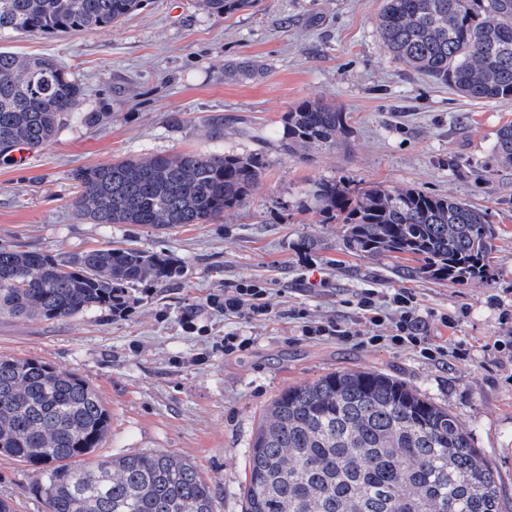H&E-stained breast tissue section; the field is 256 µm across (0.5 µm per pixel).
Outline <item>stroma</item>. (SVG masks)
<instances>
[{"instance_id":"obj_1","label":"stroma","mask_w":512,"mask_h":512,"mask_svg":"<svg viewBox=\"0 0 512 512\" xmlns=\"http://www.w3.org/2000/svg\"><path fill=\"white\" fill-rule=\"evenodd\" d=\"M383 0H260L217 17L194 0H145L107 30L43 38L11 35L0 49L45 56L85 88L51 145L0 164V246L61 258L109 243L165 250L185 274L157 294L133 293L129 316L92 310L58 322L0 314V356L34 358L76 374L111 416L98 453L163 451L191 462L213 487L218 512H244L248 460L263 411L282 390L341 370L393 376L448 408L497 469L503 512H512V165L492 152L512 123V102L458 96L386 52L377 29ZM249 61L254 77L227 72ZM322 100L348 112L347 149L279 146L286 112ZM105 111L106 125L85 122ZM224 120L211 139L210 118ZM183 151L258 155L263 176L246 204L215 224H186L159 236L134 224H89L69 206L73 171L125 155ZM358 190L416 186L484 210L498 238L493 275L464 284L403 272L395 259L344 247L346 226L297 209L316 180ZM315 248L303 249L305 239ZM263 281L273 313L225 318L210 295L225 282ZM381 298L411 292L429 342L459 357L426 359L410 350L301 336L294 312L316 323L355 324L364 289ZM197 310L194 329L179 312ZM456 316L454 326L438 317ZM252 337L228 356L225 334ZM0 497L17 512H44L28 466L0 454Z\"/></svg>"}]
</instances>
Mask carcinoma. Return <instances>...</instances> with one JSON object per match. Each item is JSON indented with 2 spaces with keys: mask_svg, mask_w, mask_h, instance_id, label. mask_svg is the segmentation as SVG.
I'll return each mask as SVG.
<instances>
[{
  "mask_svg": "<svg viewBox=\"0 0 512 512\" xmlns=\"http://www.w3.org/2000/svg\"><path fill=\"white\" fill-rule=\"evenodd\" d=\"M144 0H0V35L108 29ZM215 16L257 0H196ZM378 27L389 54L474 101L512 98V0H384ZM85 89L48 57L0 50V161L55 139ZM349 113L323 101L285 113L280 147L347 145ZM512 164V124L495 133ZM263 167L254 155L128 156L73 172L70 207L91 224L159 232L212 224L244 205ZM303 214L347 225L346 250L410 262L420 278L488 279L494 226L486 212L408 186L352 191L309 184ZM166 251L105 245L66 259L0 247V314L66 321L112 311L139 286L177 284ZM110 415L91 384L36 359L0 356V453L31 469L44 512H216L212 486L164 452L99 460ZM245 512H501L496 468L448 410L382 373L342 371L283 390L265 409L249 456Z\"/></svg>",
  "mask_w": 512,
  "mask_h": 512,
  "instance_id": "1",
  "label": "carcinoma"
}]
</instances>
